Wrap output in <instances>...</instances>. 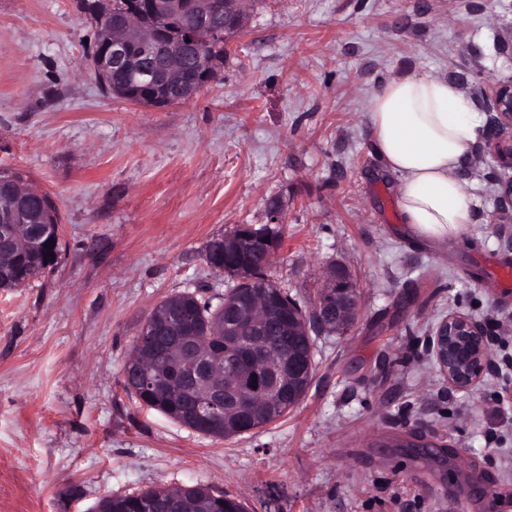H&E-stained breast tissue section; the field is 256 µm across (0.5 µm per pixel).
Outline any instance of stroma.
<instances>
[{"label":"stroma","instance_id":"1","mask_svg":"<svg viewBox=\"0 0 512 512\" xmlns=\"http://www.w3.org/2000/svg\"><path fill=\"white\" fill-rule=\"evenodd\" d=\"M219 82L163 109L105 95L77 0H0V168L54 199L51 270L0 290V512H93L106 496L205 485L247 512H512V214L481 136L460 178L466 245L401 227L397 175L372 153L370 101L417 71L455 84L491 127L512 76V0H251ZM268 278L303 306L345 265L360 312L315 336V374L278 420L229 438L145 406L123 369L152 307L209 286L207 243L267 224ZM462 312L489 364L452 388L428 349ZM498 496L486 503L483 490Z\"/></svg>","mask_w":512,"mask_h":512}]
</instances>
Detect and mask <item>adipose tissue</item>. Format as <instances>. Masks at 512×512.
<instances>
[{
    "mask_svg": "<svg viewBox=\"0 0 512 512\" xmlns=\"http://www.w3.org/2000/svg\"><path fill=\"white\" fill-rule=\"evenodd\" d=\"M369 123L377 155L400 177L403 224L435 245L462 239L476 200L458 172L482 131L478 113L448 81L411 72L373 95Z\"/></svg>",
    "mask_w": 512,
    "mask_h": 512,
    "instance_id": "adipose-tissue-1",
    "label": "adipose tissue"
}]
</instances>
